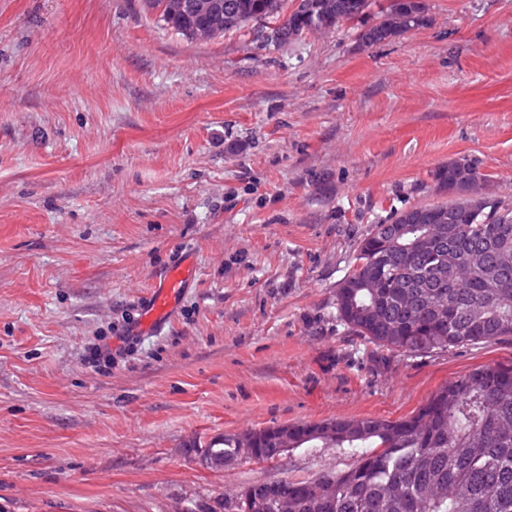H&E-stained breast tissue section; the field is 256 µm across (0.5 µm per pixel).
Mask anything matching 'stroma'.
<instances>
[{
    "instance_id": "obj_1",
    "label": "stroma",
    "mask_w": 512,
    "mask_h": 512,
    "mask_svg": "<svg viewBox=\"0 0 512 512\" xmlns=\"http://www.w3.org/2000/svg\"><path fill=\"white\" fill-rule=\"evenodd\" d=\"M281 48L187 41L143 0H0V512H224L257 481L352 467L300 448L215 469L224 434L410 415L512 336L390 351L336 317L373 225L448 202L468 159L512 200V0H422ZM193 256L162 329L109 367ZM424 7L419 0H391L384 19L359 34L363 43L373 45L423 25ZM192 276L193 268L187 259L175 263L165 271L143 312L141 325L144 328L154 327L166 317Z\"/></svg>"
}]
</instances>
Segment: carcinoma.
Wrapping results in <instances>:
<instances>
[{
    "mask_svg": "<svg viewBox=\"0 0 512 512\" xmlns=\"http://www.w3.org/2000/svg\"><path fill=\"white\" fill-rule=\"evenodd\" d=\"M160 21L188 40L205 28L211 39L248 29L273 46L306 32H330L365 16L372 0H204L200 12L178 0H144ZM421 0H390L384 19L359 34L373 45L423 25ZM451 200L412 206L393 218L407 225L395 237L375 224L336 289L345 326L388 350L426 352L512 336V203L488 190L468 160L434 174ZM453 217L443 244L426 229L443 211ZM290 448H338L358 457L345 470L315 480L330 488L314 501L306 480H279L263 495L262 512H512V366L475 369L441 388L415 414L301 423L212 439L221 458L252 449L258 461ZM255 487L224 501V512H255Z\"/></svg>",
    "mask_w": 512,
    "mask_h": 512,
    "instance_id": "1",
    "label": "carcinoma"
}]
</instances>
